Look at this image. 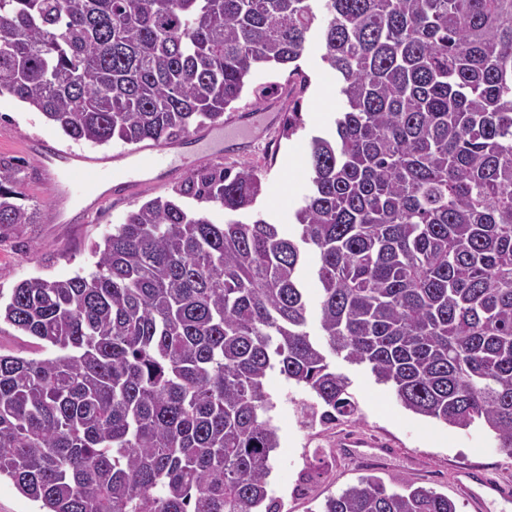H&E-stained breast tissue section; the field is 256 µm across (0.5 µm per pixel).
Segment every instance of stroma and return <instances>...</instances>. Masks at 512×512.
Returning a JSON list of instances; mask_svg holds the SVG:
<instances>
[{
    "label": "stroma",
    "instance_id": "1",
    "mask_svg": "<svg viewBox=\"0 0 512 512\" xmlns=\"http://www.w3.org/2000/svg\"><path fill=\"white\" fill-rule=\"evenodd\" d=\"M323 53L320 33H312L299 61L311 85L299 102L304 127L297 134L285 139L278 129H259L247 147L239 150L215 134L208 136L204 146H188L189 152L198 155L199 167L254 168L262 183L257 211L289 236L295 233L294 211L308 192L310 139L333 129L335 118L345 108L340 92L342 80L323 62ZM287 79V69L262 68L255 75L256 82H279L278 94L265 102L244 94L236 104L237 111H287ZM35 140L62 148L71 146L97 157L124 148L118 141L103 146L72 142L41 112L12 96L0 95V157L24 170L16 189L29 204L46 201L37 176L39 161L29 147ZM184 178V173L175 172L160 186H145L130 193L107 192L106 203L91 216L86 215L81 200L72 196L66 201L69 218L53 223L43 213L37 223L5 230L0 234V299L9 300L13 288L26 279L58 280L88 274L94 267V245L124 223L130 211L149 199L172 194ZM329 361L336 372L348 378V391L358 408L354 417H342L329 425L303 415V406L313 401L307 390L289 383L279 373L268 376L267 391L274 403L270 416L280 437V445L272 454L268 490L280 512H318L326 496L341 493L367 475L380 477L388 488L397 491L406 480L432 488L448 495L457 512H475L455 481L461 469L479 471L512 487V457L498 450L483 426L463 429L416 415L405 409L392 388L377 382L366 367L337 355L330 356ZM345 433L377 438L388 444L391 452L358 466L348 464L332 451Z\"/></svg>",
    "mask_w": 512,
    "mask_h": 512
}]
</instances>
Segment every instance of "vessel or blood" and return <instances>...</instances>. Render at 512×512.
<instances>
[{
    "label": "vessel or blood",
    "instance_id": "b4317fda",
    "mask_svg": "<svg viewBox=\"0 0 512 512\" xmlns=\"http://www.w3.org/2000/svg\"><path fill=\"white\" fill-rule=\"evenodd\" d=\"M276 121L275 114L269 112H242L230 119L216 123L215 128L230 139H247L253 129L270 126ZM34 150L42 166L41 181L48 188H56L54 171L63 167L70 187L83 188V178L93 174L95 182H103L113 172H120L125 188H133L144 183L148 174L164 177L171 169L180 167L190 169L196 166L198 159L193 155L174 153L167 144L156 145L153 152L138 157L135 163H128L127 152L121 151L106 157H90L72 149L55 148L45 142H37ZM338 447L345 460L355 462L365 458L367 450L377 448L376 440L362 434H348L339 438ZM456 482L475 505L477 512H490L496 502L508 503L512 496L502 493L498 483L490 478L475 476L472 471L457 473Z\"/></svg>",
    "mask_w": 512,
    "mask_h": 512
}]
</instances>
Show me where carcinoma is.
I'll return each instance as SVG.
<instances>
[{"label": "carcinoma", "instance_id": "carcinoma-1", "mask_svg": "<svg viewBox=\"0 0 512 512\" xmlns=\"http://www.w3.org/2000/svg\"><path fill=\"white\" fill-rule=\"evenodd\" d=\"M311 2L0 0V94L75 141H179L266 97L263 66L302 94L315 27L346 100L311 137L295 237L253 210L254 168H207L132 210L92 273L12 288L0 320L55 355L0 354V478L43 512H279L266 380L307 389L323 424L350 417L329 352L512 456V0ZM302 125L295 107L282 135ZM20 173L0 158V229L36 223ZM320 512L457 510L368 475Z\"/></svg>", "mask_w": 512, "mask_h": 512}]
</instances>
